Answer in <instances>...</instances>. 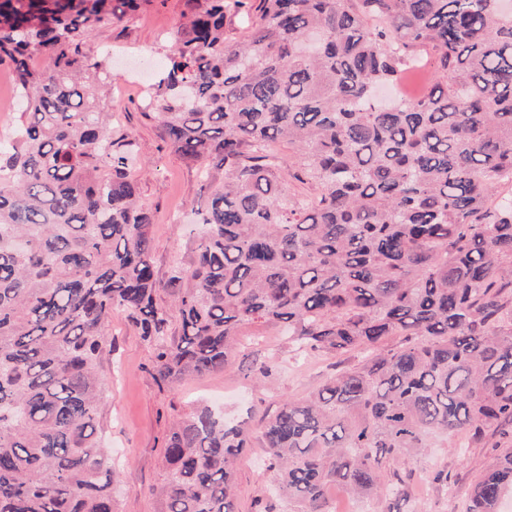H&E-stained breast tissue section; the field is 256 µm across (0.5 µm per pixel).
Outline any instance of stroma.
Segmentation results:
<instances>
[{"label": "stroma", "mask_w": 512, "mask_h": 512, "mask_svg": "<svg viewBox=\"0 0 512 512\" xmlns=\"http://www.w3.org/2000/svg\"><path fill=\"white\" fill-rule=\"evenodd\" d=\"M189 12L187 0H140L135 12L98 28L85 45L91 57L109 61L115 76L105 107L113 114V130L130 133L133 141L139 195L154 217V272L162 282L174 261L186 263L193 257L192 209L201 203L200 175L196 165L165 146L156 122L144 113L141 94L161 68L166 36ZM263 331L265 336L259 339L252 328H243L236 355L224 371L188 379L170 390L159 387L152 376V347L141 339L126 313L113 312L101 372L104 440L119 471L118 512H160L153 490L163 478V442L175 418L202 404L221 406L243 418L248 409L272 408L282 399L302 397L334 373L337 364L349 367L357 362L353 356L339 362L317 353L300 358L275 325L264 326ZM258 360L273 363L260 383L251 376ZM511 443L503 438L495 445L470 448L462 456L454 441L437 438L431 464L455 473V495L447 497L425 472L415 470L412 492L420 496L424 512H453V502H464L497 448ZM265 460V449L256 446L237 462L241 512H255L259 504L270 512L287 508L268 491L271 474Z\"/></svg>", "instance_id": "obj_1"}]
</instances>
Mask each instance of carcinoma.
<instances>
[{"label":"carcinoma","instance_id":"1","mask_svg":"<svg viewBox=\"0 0 512 512\" xmlns=\"http://www.w3.org/2000/svg\"><path fill=\"white\" fill-rule=\"evenodd\" d=\"M188 2L145 92L165 142L205 171L194 258L162 286L132 141L112 138L102 107L106 63L83 51L139 0H0L20 101L0 144V512H116L99 374L114 310L153 347L162 387L224 369L245 326L277 323L300 352L363 354L253 429L208 407L173 422L161 512H240L236 463L256 440L288 512H332V485L413 512L411 474L386 481V466L428 459L435 435L468 448L512 434V13L501 0ZM420 51L431 87L379 102ZM509 493L512 448L463 512H500Z\"/></svg>","mask_w":512,"mask_h":512}]
</instances>
